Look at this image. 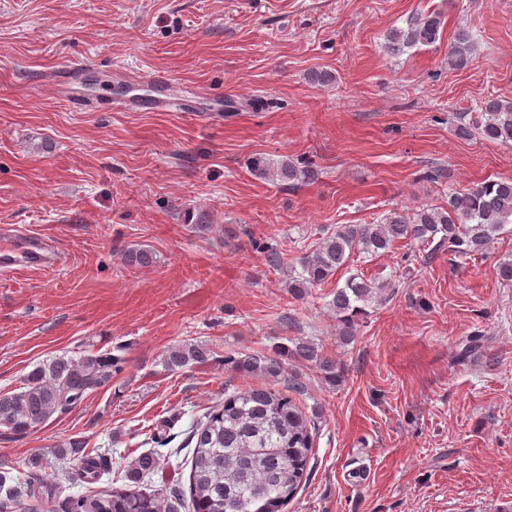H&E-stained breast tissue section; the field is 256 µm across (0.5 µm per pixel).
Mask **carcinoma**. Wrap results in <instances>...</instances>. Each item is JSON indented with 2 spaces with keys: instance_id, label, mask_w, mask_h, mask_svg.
I'll use <instances>...</instances> for the list:
<instances>
[{
  "instance_id": "obj_1",
  "label": "carcinoma",
  "mask_w": 512,
  "mask_h": 512,
  "mask_svg": "<svg viewBox=\"0 0 512 512\" xmlns=\"http://www.w3.org/2000/svg\"><path fill=\"white\" fill-rule=\"evenodd\" d=\"M438 14L413 16L405 28L386 34L385 48L392 55L432 45L441 36ZM477 57V45L470 30L456 28L448 47V65L464 69ZM464 138L481 139L512 146V101L489 98L483 102L481 118L469 123L460 116L456 127ZM250 169L258 177L276 174L282 181L297 184L310 169L290 160L277 165L262 157L253 159ZM512 224V179L488 180L462 192L448 194L447 207L421 206L410 213L391 210L371 224H342L322 239L299 268H288V293L304 298L310 289L329 280L355 253L376 255L401 240L417 241L432 251L448 249L458 257L482 255L504 227ZM127 262L147 266L154 254L136 248ZM385 284L374 278L348 277L332 292L330 306L336 313L338 334L344 341L355 336L356 321L366 313L364 305L381 294ZM293 347H282L273 356L245 357L235 363L243 377L261 373L273 380L282 376L283 360L291 358L315 365L332 384L340 377L336 359L311 341L297 338ZM212 356L204 346L181 344L169 348L163 357L169 370L203 363ZM116 359L112 353L91 351L75 359L54 356L36 364L24 377L18 392L0 393V427L13 434H25L80 404L85 396L112 380ZM299 388L290 385L280 391L268 386L224 389V402L213 406L193 425L189 440L191 457L189 512H283L307 481L313 458L317 427L299 405ZM62 459L75 462L71 480L97 483L109 468L106 458L75 439L54 450ZM24 489L9 484L12 477L0 472V508L8 509L26 498V512H173L161 489L142 487V480L159 471V456L145 452L137 456L125 474V485L93 494L61 496L59 485L44 480L38 470L42 457L28 461Z\"/></svg>"
}]
</instances>
